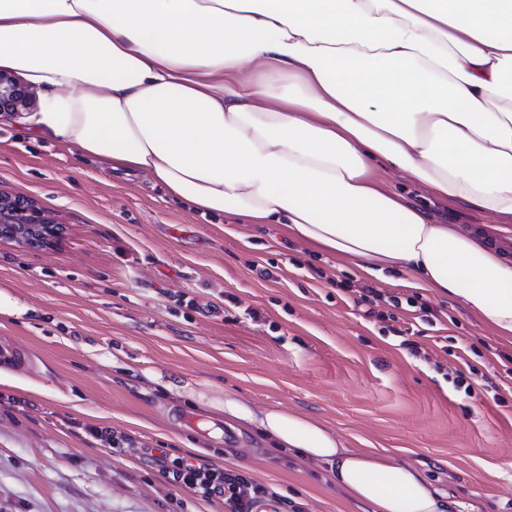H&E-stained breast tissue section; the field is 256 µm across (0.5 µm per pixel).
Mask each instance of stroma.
Here are the masks:
<instances>
[{"mask_svg":"<svg viewBox=\"0 0 512 512\" xmlns=\"http://www.w3.org/2000/svg\"><path fill=\"white\" fill-rule=\"evenodd\" d=\"M441 224H488L385 171ZM0 192L64 227L0 245V512H224L165 482L184 455L274 486L290 512H363L324 466L224 409H285L418 466L462 512H512V345L454 300L362 271L279 224L201 215L142 175L0 122ZM382 296L374 309L361 288ZM197 427L183 424L185 415ZM131 436L110 448L89 427Z\"/></svg>","mask_w":512,"mask_h":512,"instance_id":"1","label":"stroma"}]
</instances>
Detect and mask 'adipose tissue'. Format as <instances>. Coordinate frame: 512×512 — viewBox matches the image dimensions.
I'll return each instance as SVG.
<instances>
[{
	"instance_id": "1",
	"label": "adipose tissue",
	"mask_w": 512,
	"mask_h": 512,
	"mask_svg": "<svg viewBox=\"0 0 512 512\" xmlns=\"http://www.w3.org/2000/svg\"><path fill=\"white\" fill-rule=\"evenodd\" d=\"M0 68L42 92L25 131L405 275L512 343V258L375 178L512 223V0H0ZM224 407L369 512H459L415 465Z\"/></svg>"
}]
</instances>
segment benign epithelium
<instances>
[{
	"label": "benign epithelium",
	"instance_id": "obj_1",
	"mask_svg": "<svg viewBox=\"0 0 512 512\" xmlns=\"http://www.w3.org/2000/svg\"><path fill=\"white\" fill-rule=\"evenodd\" d=\"M36 96L10 72L0 70V113L28 112ZM61 227L33 200L0 192V242L26 249L53 246Z\"/></svg>",
	"mask_w": 512,
	"mask_h": 512
}]
</instances>
